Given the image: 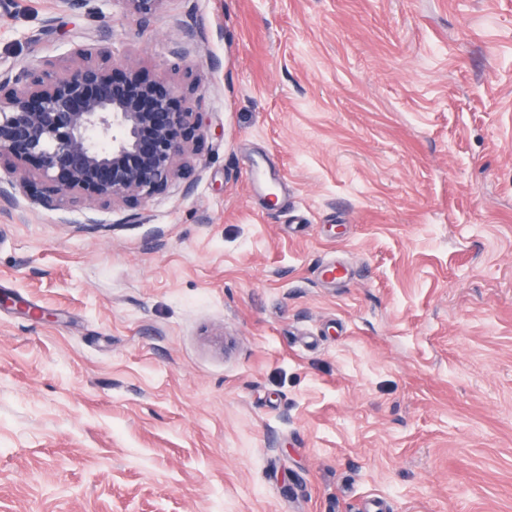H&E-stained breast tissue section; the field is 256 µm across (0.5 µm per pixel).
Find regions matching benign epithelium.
I'll return each instance as SVG.
<instances>
[{
	"label": "benign epithelium",
	"mask_w": 512,
	"mask_h": 512,
	"mask_svg": "<svg viewBox=\"0 0 512 512\" xmlns=\"http://www.w3.org/2000/svg\"><path fill=\"white\" fill-rule=\"evenodd\" d=\"M145 23L165 0H123ZM105 45L74 48L65 73L48 64L0 72V165L33 163L46 183L37 200L136 204L189 168L202 116L189 106L198 86L145 82L132 64L116 80Z\"/></svg>",
	"instance_id": "obj_1"
}]
</instances>
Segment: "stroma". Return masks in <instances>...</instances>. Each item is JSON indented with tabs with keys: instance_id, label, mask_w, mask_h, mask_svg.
Returning <instances> with one entry per match:
<instances>
[{
	"instance_id": "35a3bbf8",
	"label": "stroma",
	"mask_w": 512,
	"mask_h": 512,
	"mask_svg": "<svg viewBox=\"0 0 512 512\" xmlns=\"http://www.w3.org/2000/svg\"><path fill=\"white\" fill-rule=\"evenodd\" d=\"M98 6L0 0V70L104 43L204 136L135 207L0 167V512H512V0ZM126 10L141 23L153 18L162 9L165 0H123Z\"/></svg>"
}]
</instances>
